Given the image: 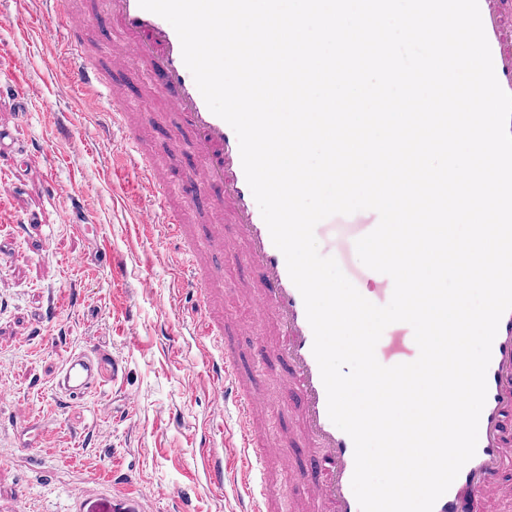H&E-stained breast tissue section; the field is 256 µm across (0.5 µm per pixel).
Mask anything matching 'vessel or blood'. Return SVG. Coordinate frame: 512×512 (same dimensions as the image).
Returning a JSON list of instances; mask_svg holds the SVG:
<instances>
[{"label":"vessel or blood","mask_w":512,"mask_h":512,"mask_svg":"<svg viewBox=\"0 0 512 512\" xmlns=\"http://www.w3.org/2000/svg\"><path fill=\"white\" fill-rule=\"evenodd\" d=\"M42 19L52 34L64 35L74 59V78L81 91L112 102V120L102 123L104 135L120 132L125 150L114 156L113 164L126 165L138 173L141 187L153 200L154 211L140 220L139 228L152 235L156 228L173 230L183 239L185 262L179 282L195 293L208 313L211 335L223 337L224 297L209 286L210 271L200 261L198 240L188 221L191 212L172 205L164 193L151 155L142 139L148 113L130 114L124 107V90L112 73L131 66H145L158 82L159 90L173 109L178 133L192 145L198 165L183 173L192 190L216 189L214 208L223 213L224 224L214 225L208 250L239 254L256 272L255 294L274 324L272 340H259L256 351L266 361L282 363L285 370L276 399L270 400L255 386L232 341L225 340L220 355H206L205 364L213 380L222 384L221 402L234 412L238 454L229 461L207 454L202 463L209 483L224 487L239 484L245 506L242 512H277L268 493V457L271 444L262 425L277 407L297 412L298 439L307 448L316 467L297 470V481L308 487L311 512H360L352 490L354 445L337 428L327 412V395L318 363L313 355V332L307 321L303 298L290 279L286 260L273 244L243 171L237 136L231 126L213 114L186 67L179 37L161 16L144 10L138 0H103L104 13L121 45L97 64L87 54L79 36L90 19L86 14L58 12L60 0H43ZM484 31L490 45L497 80L512 93V51L504 44L512 40L506 30L507 14L498 0H479ZM47 150L31 147L17 127L0 125V162L11 165L13 188L24 186L29 164L48 161ZM103 361L92 348L69 349L60 355L54 378L58 402L79 404L100 387ZM487 398L480 415L475 456L461 469L448 491L438 499L433 512H476L478 498L496 495L501 512H512V485L502 482V468L512 463V437L504 425L512 419V311L499 323L487 369Z\"/></svg>","instance_id":"vessel-or-blood-1"}]
</instances>
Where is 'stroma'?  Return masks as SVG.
<instances>
[{
  "label": "stroma",
  "instance_id": "35a3bbf8",
  "mask_svg": "<svg viewBox=\"0 0 512 512\" xmlns=\"http://www.w3.org/2000/svg\"><path fill=\"white\" fill-rule=\"evenodd\" d=\"M35 0H0V63L16 60L20 81L37 95L24 121L26 139L51 145V165L31 168L28 193L13 192L0 178V205L35 212L39 222L26 236L0 222V512H14L17 491H25V512H113L112 498L122 475L133 483L139 512H239L233 486L210 487L201 461L205 430L232 422L216 401L220 386L202 364L209 321L195 295L169 299L180 254L174 235L146 238L135 223L141 210L136 174L113 168L109 160L121 140H93L107 101L88 103L66 92L69 77L50 68L65 56V43L42 29L18 30L19 13L35 15ZM148 125L156 164L170 192L184 191L183 171L190 151L171 149V121ZM70 130L55 138L56 124ZM79 193L89 220L73 229L62 219L64 202L55 189ZM367 230L354 216L340 215L330 229L316 231L322 255L336 259L354 286L369 285L374 272L359 259L356 238ZM125 258L122 282H113L107 253ZM215 286L224 290V321L236 333L242 357L256 341V302L243 291L251 268L242 259L214 263ZM93 345L116 368H104L102 386L77 407L62 410L53 400L58 366L56 345ZM28 415L21 432L14 417Z\"/></svg>",
  "mask_w": 512,
  "mask_h": 512
}]
</instances>
